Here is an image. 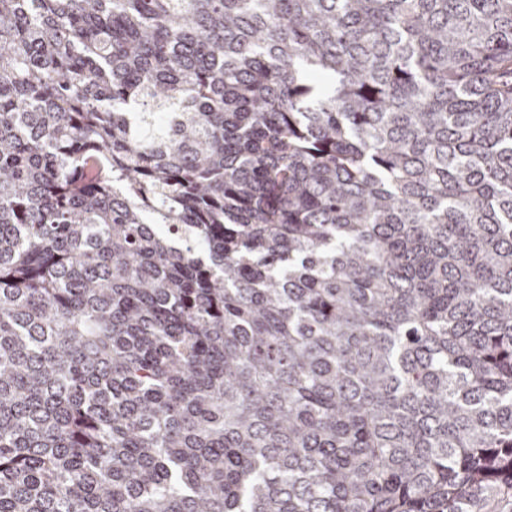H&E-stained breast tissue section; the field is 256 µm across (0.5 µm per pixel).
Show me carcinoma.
I'll return each mask as SVG.
<instances>
[{
	"label": "carcinoma",
	"instance_id": "carcinoma-1",
	"mask_svg": "<svg viewBox=\"0 0 512 512\" xmlns=\"http://www.w3.org/2000/svg\"><path fill=\"white\" fill-rule=\"evenodd\" d=\"M512 504V0H0V512Z\"/></svg>",
	"mask_w": 512,
	"mask_h": 512
}]
</instances>
